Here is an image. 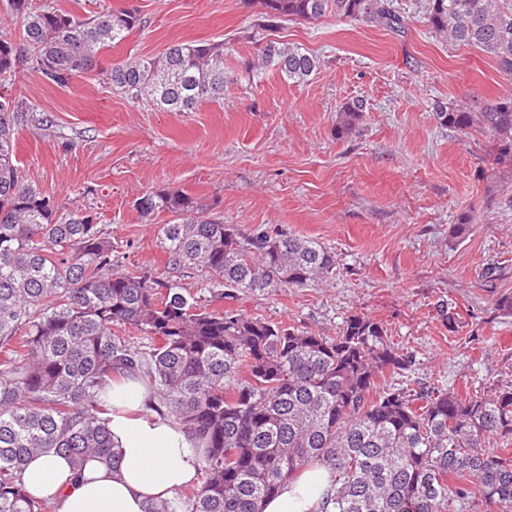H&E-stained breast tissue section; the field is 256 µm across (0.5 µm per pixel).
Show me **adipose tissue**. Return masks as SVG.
<instances>
[{"label": "adipose tissue", "instance_id": "1", "mask_svg": "<svg viewBox=\"0 0 512 512\" xmlns=\"http://www.w3.org/2000/svg\"><path fill=\"white\" fill-rule=\"evenodd\" d=\"M147 394L134 382L114 387L110 420L121 460L109 469L88 461L74 472L64 456L50 453L25 462L29 491L51 502L53 512H143L148 499L170 497L194 486L199 458L184 430L145 406ZM332 484L329 470L312 468L284 482L278 495L262 502V512H321Z\"/></svg>", "mask_w": 512, "mask_h": 512}]
</instances>
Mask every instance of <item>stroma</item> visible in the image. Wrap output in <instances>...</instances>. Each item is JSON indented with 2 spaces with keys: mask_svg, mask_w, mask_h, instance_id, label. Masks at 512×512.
Segmentation results:
<instances>
[{
  "mask_svg": "<svg viewBox=\"0 0 512 512\" xmlns=\"http://www.w3.org/2000/svg\"><path fill=\"white\" fill-rule=\"evenodd\" d=\"M90 16L133 6L140 30L103 49L96 67L59 86L29 65L0 82V95L46 116L15 131L23 176L90 214L125 268L164 271L159 227L137 198L180 190L244 234L290 233L326 246L336 269L301 288L243 293L231 307L302 330L335 335L349 315L383 323L409 378L445 392L482 396L512 384V173L492 142L459 134L432 115L435 101L471 106L512 95L483 51L436 36L422 0H393L404 29L327 17L262 25L255 0H54ZM299 45L320 60L306 81L273 68L246 70L259 43ZM178 41L223 42L231 76L222 102L166 112L134 102L106 78L117 63L155 56ZM367 112L353 134H336V112L355 98ZM464 238L452 235L460 215ZM494 277H487V268Z\"/></svg>",
  "mask_w": 512,
  "mask_h": 512,
  "instance_id": "obj_1",
  "label": "stroma"
}]
</instances>
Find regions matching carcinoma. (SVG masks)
I'll return each instance as SVG.
<instances>
[{
    "label": "carcinoma",
    "instance_id": "1",
    "mask_svg": "<svg viewBox=\"0 0 512 512\" xmlns=\"http://www.w3.org/2000/svg\"><path fill=\"white\" fill-rule=\"evenodd\" d=\"M265 27L283 18L338 16L398 31L392 0H259ZM22 19L23 47L0 33V77L21 52L48 81L90 70L101 49L143 27L130 7L85 18L43 0H9ZM432 32L488 54L512 77V0H423ZM276 67L300 82L319 68L306 49L269 40L251 73ZM112 86L132 101L191 112L224 99V43L177 42L157 56L116 64ZM356 99L339 109L336 135L363 118ZM437 122L492 140L494 161L512 171V96L477 110L438 102ZM30 118L0 95V512H46L21 478L23 464L48 453L77 470L96 459L116 467L109 415L112 386L134 380L148 406L188 434L202 481L188 492L146 501L144 512H260L281 485L315 466L333 478V512H463L480 502L512 509V385L461 396L437 388L381 387L409 370L382 323L346 318L334 336L267 322L183 293L174 274L203 271L213 298L299 288L336 268L335 254L294 235H245L189 194L162 190L137 199L159 228L168 276L118 272L114 246L90 215L68 212L28 183L13 131ZM134 330L144 342L125 336ZM496 445L501 453L487 451Z\"/></svg>",
    "mask_w": 512,
    "mask_h": 512
}]
</instances>
